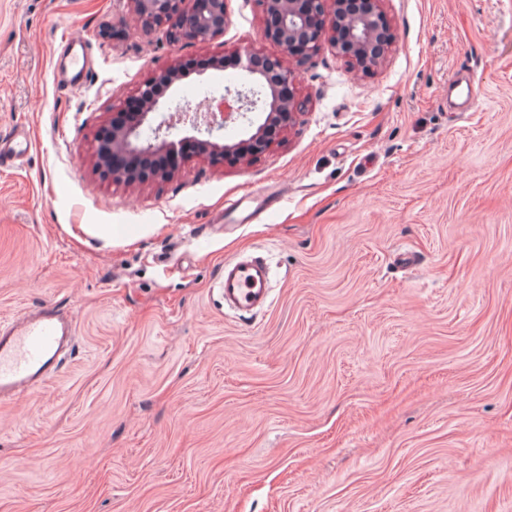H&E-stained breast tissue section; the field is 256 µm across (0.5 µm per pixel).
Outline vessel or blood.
Wrapping results in <instances>:
<instances>
[{"label":"vessel or blood","instance_id":"obj_1","mask_svg":"<svg viewBox=\"0 0 512 512\" xmlns=\"http://www.w3.org/2000/svg\"><path fill=\"white\" fill-rule=\"evenodd\" d=\"M60 84L79 85L87 70L82 40H70L64 51ZM224 305L241 313L268 307L269 270L265 261L240 259L226 262L220 277ZM74 328L63 315L46 311L25 316L9 329L0 328V399H13L53 379L62 356L72 347Z\"/></svg>","mask_w":512,"mask_h":512}]
</instances>
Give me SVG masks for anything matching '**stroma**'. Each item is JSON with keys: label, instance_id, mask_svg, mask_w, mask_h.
<instances>
[{"label": "stroma", "instance_id": "35a3bbf8", "mask_svg": "<svg viewBox=\"0 0 512 512\" xmlns=\"http://www.w3.org/2000/svg\"><path fill=\"white\" fill-rule=\"evenodd\" d=\"M381 8L383 67H298L284 142L128 185L93 171L111 108L181 61L282 56L259 0L178 45L127 0H0V139L30 144L0 170V322L76 330L53 380L0 402V512H512V0ZM74 37L89 78L63 91ZM249 192L274 205L234 223ZM246 255L271 304L241 314L218 280Z\"/></svg>", "mask_w": 512, "mask_h": 512}]
</instances>
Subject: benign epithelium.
<instances>
[{"mask_svg":"<svg viewBox=\"0 0 512 512\" xmlns=\"http://www.w3.org/2000/svg\"><path fill=\"white\" fill-rule=\"evenodd\" d=\"M271 19L266 36L302 65L324 46L348 60L358 76L373 74L385 61L395 34L380 0H365L364 11L350 10V0H261ZM140 33L150 37L157 32L173 44L207 42L224 35L228 24L227 0H128ZM239 66L263 89L259 99L246 86H226L224 92L207 100V112L200 113L168 92L191 75L182 63L154 73L134 93L140 112L134 120L112 124V139L97 146L95 171L111 181L132 183L141 178L111 160L127 161L158 155L177 157L182 143L195 140L197 154L215 164L229 155L249 161L271 147L267 136L274 119L278 133L291 128L301 108L296 96L295 70L279 57H261L252 51L238 53ZM249 119L248 137L233 144L224 143V127Z\"/></svg>","mask_w":512,"mask_h":512,"instance_id":"1","label":"benign epithelium"}]
</instances>
